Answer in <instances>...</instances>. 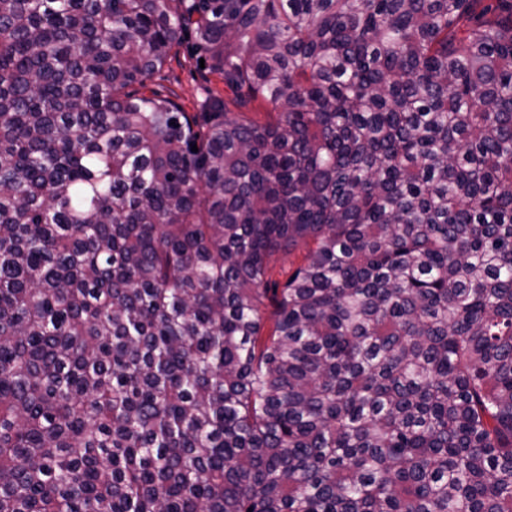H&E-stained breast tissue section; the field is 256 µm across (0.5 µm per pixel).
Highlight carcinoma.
Returning a JSON list of instances; mask_svg holds the SVG:
<instances>
[{"instance_id": "cac0c4a2", "label": "carcinoma", "mask_w": 512, "mask_h": 512, "mask_svg": "<svg viewBox=\"0 0 512 512\" xmlns=\"http://www.w3.org/2000/svg\"><path fill=\"white\" fill-rule=\"evenodd\" d=\"M0 512H512V0H0ZM192 43V39L188 37L179 47V57L184 65L179 66L177 61H172L156 76L152 85L153 88L161 90L164 94L169 90H174L179 96L177 101L182 104L185 112L189 114L199 112V101L206 95L209 87L219 90L224 97V83L214 77H210L211 83L206 82L202 74L196 69L195 59H191L189 51ZM305 253L306 248H299L290 254L278 252L273 255L270 259L271 280L283 282L288 275V269L299 264Z\"/></svg>"}]
</instances>
